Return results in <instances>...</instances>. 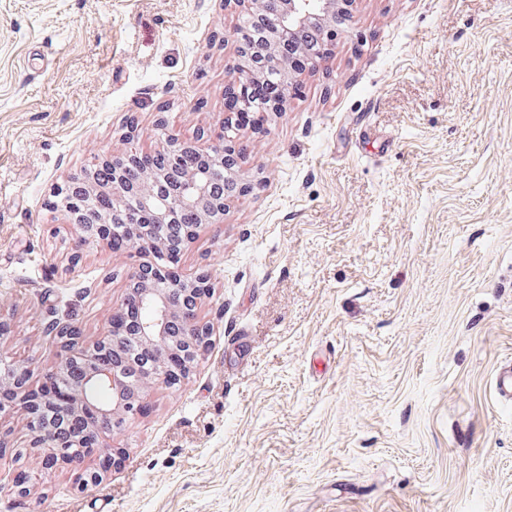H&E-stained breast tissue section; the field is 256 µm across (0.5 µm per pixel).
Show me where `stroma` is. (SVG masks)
I'll return each instance as SVG.
<instances>
[{"instance_id":"stroma-1","label":"stroma","mask_w":512,"mask_h":512,"mask_svg":"<svg viewBox=\"0 0 512 512\" xmlns=\"http://www.w3.org/2000/svg\"><path fill=\"white\" fill-rule=\"evenodd\" d=\"M350 11L303 95L241 131L247 188L181 252L208 284L188 375L148 386L88 487L1 417L0 512H512L493 389L512 360V0ZM238 14L0 0V354L33 381L50 322L105 334L139 258L85 241L52 195L218 124Z\"/></svg>"}]
</instances>
